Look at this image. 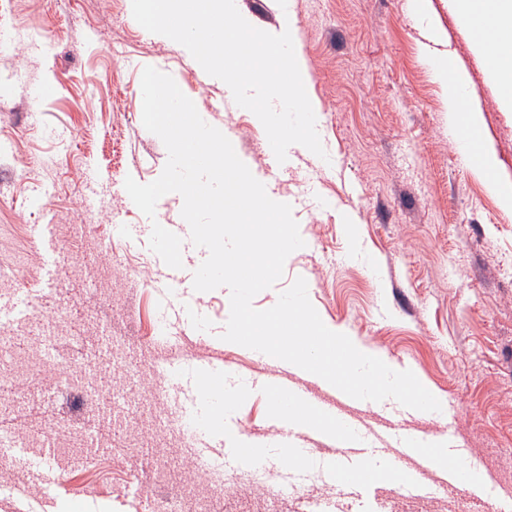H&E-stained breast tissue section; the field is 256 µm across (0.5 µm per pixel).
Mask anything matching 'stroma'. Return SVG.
<instances>
[{"label":"stroma","instance_id":"35a3bbf8","mask_svg":"<svg viewBox=\"0 0 512 512\" xmlns=\"http://www.w3.org/2000/svg\"><path fill=\"white\" fill-rule=\"evenodd\" d=\"M428 16L409 0H237L252 25L290 31L307 61V95L327 153L289 147L272 161L264 127L239 107L223 81L208 75L182 45L145 30L128 0H0V263L22 257L5 290L35 296L12 351L0 355V432L28 445L20 472L0 471V512H154L160 497L209 478L193 462L222 464L223 449L186 446L179 408L193 409L201 365H228L241 380L266 376L274 363L224 344L229 290L200 293L206 322L168 310L172 285L148 246L153 223L183 221V198L161 197L154 217L125 190L147 184L168 152L142 122L141 73L173 77L201 118L236 144L238 157L275 199L288 200L307 248L294 251L282 278L253 299L276 304L304 278L322 321L349 331L395 365L411 368L447 404L443 418L407 417L411 432L447 437L489 470L495 491L512 496V209L499 206L486 176L459 153L462 124L448 120L447 94L435 77L424 31L434 27L468 77L463 113L478 112L479 150L498 159L512 181V109L484 70L477 35L451 0H429ZM52 85V97L33 103ZM48 225L57 245L47 261L34 227ZM142 260L146 275L122 278ZM54 355L30 365L32 340ZM175 354L183 382L151 372ZM251 439L276 446L265 397L246 396L231 417ZM340 444L311 453L301 493L227 484L223 512H309L310 500L335 496L320 475ZM66 478L50 482L48 471ZM494 493L431 492L412 501L393 487L364 496V512H486Z\"/></svg>","mask_w":512,"mask_h":512}]
</instances>
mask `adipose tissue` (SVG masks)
Returning a JSON list of instances; mask_svg holds the SVG:
<instances>
[{
	"label": "adipose tissue",
	"instance_id": "1",
	"mask_svg": "<svg viewBox=\"0 0 512 512\" xmlns=\"http://www.w3.org/2000/svg\"><path fill=\"white\" fill-rule=\"evenodd\" d=\"M452 9L466 25L487 35L484 59L487 72L500 88V103L512 107V0H453ZM448 93V118L463 122L470 144L481 140V125L476 114H460L458 104L464 79L452 54H445L437 73Z\"/></svg>",
	"mask_w": 512,
	"mask_h": 512
}]
</instances>
